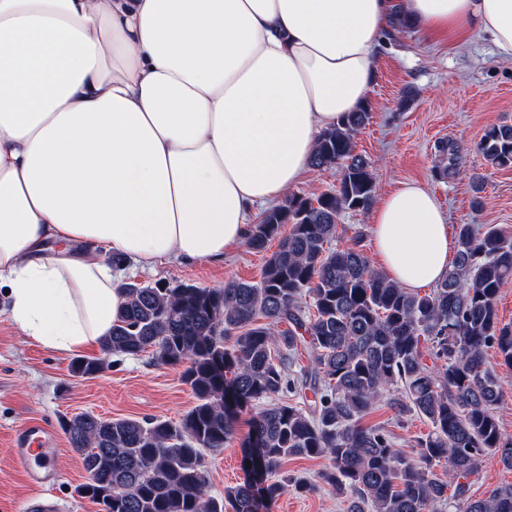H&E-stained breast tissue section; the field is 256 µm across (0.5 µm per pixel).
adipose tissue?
Here are the masks:
<instances>
[{"mask_svg":"<svg viewBox=\"0 0 512 512\" xmlns=\"http://www.w3.org/2000/svg\"><path fill=\"white\" fill-rule=\"evenodd\" d=\"M402 14L512 61V0H0V289L9 322L85 350L140 267L223 261L363 105ZM381 271L410 291L454 255L410 180L371 211Z\"/></svg>","mask_w":512,"mask_h":512,"instance_id":"adipose-tissue-1","label":"adipose tissue"}]
</instances>
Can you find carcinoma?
Here are the masks:
<instances>
[{
	"instance_id": "obj_1",
	"label": "carcinoma",
	"mask_w": 512,
	"mask_h": 512,
	"mask_svg": "<svg viewBox=\"0 0 512 512\" xmlns=\"http://www.w3.org/2000/svg\"><path fill=\"white\" fill-rule=\"evenodd\" d=\"M369 118L365 104L318 138L312 166L341 168L336 190L292 195L251 226L256 252L282 236L259 282L121 285L126 300L102 356L76 359L72 371L94 378L107 356L150 350L158 364L182 368L196 404L177 422L87 412L61 420L88 474L79 493L99 512H256L259 497L273 503L290 486L298 495L317 490L281 474L290 457L328 460L319 479L345 499V512H443L450 499L457 512H512V484L471 494L486 458L512 469V439L495 415L498 379L486 362L494 348L512 367V326L497 308L512 281V236L457 225L452 267L423 295L372 266L363 234L331 247L340 213L374 201L373 162L354 150ZM478 150L492 167L512 168V125L491 127ZM441 152L445 179L457 171L458 148L450 142ZM300 351L309 364L297 371ZM306 390L311 411L282 401L252 417L251 475L211 496L202 450L224 448L249 404ZM382 399L400 423L414 413L430 422L416 455L396 448L389 431L363 425Z\"/></svg>"
}]
</instances>
